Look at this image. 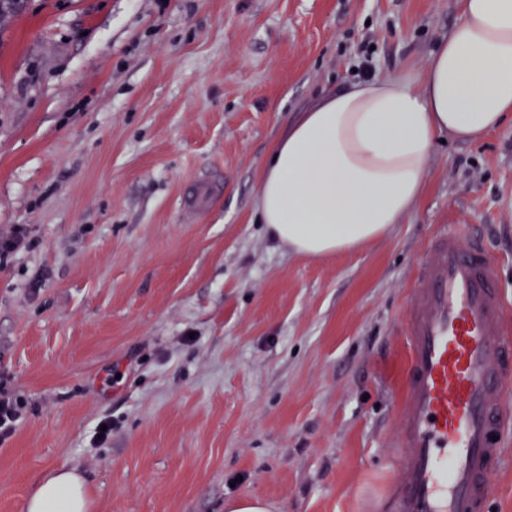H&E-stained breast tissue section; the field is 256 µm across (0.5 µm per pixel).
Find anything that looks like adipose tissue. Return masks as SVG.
Instances as JSON below:
<instances>
[{"label":"adipose tissue","instance_id":"1","mask_svg":"<svg viewBox=\"0 0 512 512\" xmlns=\"http://www.w3.org/2000/svg\"><path fill=\"white\" fill-rule=\"evenodd\" d=\"M512 120V0H463L419 81L373 78L319 98L274 144L257 211L295 253L326 259L386 233L418 204L440 136L477 143ZM84 478L59 467L25 512H89Z\"/></svg>","mask_w":512,"mask_h":512}]
</instances>
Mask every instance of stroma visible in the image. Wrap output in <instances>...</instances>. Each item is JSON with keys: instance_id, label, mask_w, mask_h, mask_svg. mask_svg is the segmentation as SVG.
<instances>
[{"instance_id": "35a3bbf8", "label": "stroma", "mask_w": 512, "mask_h": 512, "mask_svg": "<svg viewBox=\"0 0 512 512\" xmlns=\"http://www.w3.org/2000/svg\"><path fill=\"white\" fill-rule=\"evenodd\" d=\"M460 19L461 0H26L0 32V237L29 228L0 267V390L23 403L0 512L62 465L92 512L375 508L429 240L481 237L512 303V124L437 143L401 224L325 261L272 239L257 192L315 98L366 64L420 79ZM273 503L259 498L239 497L224 503L225 512H277Z\"/></svg>"}]
</instances>
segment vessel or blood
<instances>
[{
    "label": "vessel or blood",
    "instance_id": "1",
    "mask_svg": "<svg viewBox=\"0 0 512 512\" xmlns=\"http://www.w3.org/2000/svg\"><path fill=\"white\" fill-rule=\"evenodd\" d=\"M396 455L382 512H485L512 408V305L481 239L429 243L410 285Z\"/></svg>",
    "mask_w": 512,
    "mask_h": 512
}]
</instances>
